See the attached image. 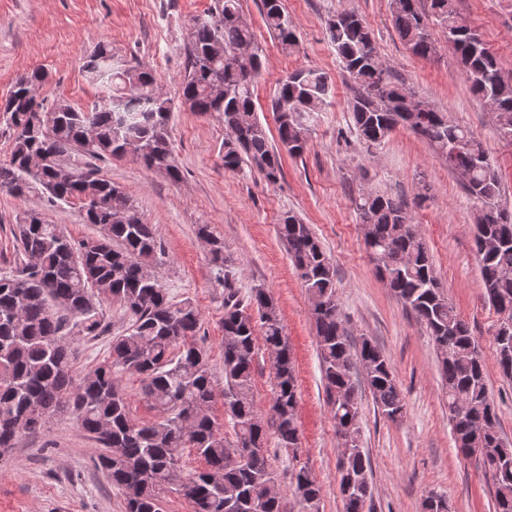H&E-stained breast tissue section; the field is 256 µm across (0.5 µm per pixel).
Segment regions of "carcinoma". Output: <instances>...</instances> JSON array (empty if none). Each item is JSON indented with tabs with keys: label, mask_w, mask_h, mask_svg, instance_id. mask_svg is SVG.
Returning a JSON list of instances; mask_svg holds the SVG:
<instances>
[{
	"label": "carcinoma",
	"mask_w": 512,
	"mask_h": 512,
	"mask_svg": "<svg viewBox=\"0 0 512 512\" xmlns=\"http://www.w3.org/2000/svg\"><path fill=\"white\" fill-rule=\"evenodd\" d=\"M265 25L283 50L296 33L283 0H261ZM400 40L413 55L438 51L430 21L455 43L459 64L482 101L494 104L499 135L512 141V74L470 27L457 26L453 0H391ZM326 34L352 81L351 112L358 136L380 144L398 127H407L448 158V170L465 175L467 195L478 206L474 247L483 288L499 320L512 321V216L500 208L501 185L494 165L475 134L448 120L414 91L377 68L372 32L354 10H340L326 22ZM261 49L239 0H215L214 11L196 18L186 44L188 74L181 98L201 115L216 112L224 124V169L243 163L275 181L281 175L279 150L300 157L307 149L306 116L328 105L327 76L296 69L276 85L270 109L276 115L280 148L272 146L258 118L254 87L262 70ZM88 80L107 91L102 103L75 107L30 96L47 75L40 69L21 76L0 103L10 141L8 160L0 163V189L24 199L32 194L51 203L81 204L85 221L100 234L79 241L36 209L24 211L13 225L18 266L0 273V456L23 435H35L64 410L75 415L81 432L93 439L95 459L124 495L125 512H161L171 487L193 512H284L285 499L268 464L267 434L277 447L300 448L297 422L298 381L279 307L263 288L243 300L234 285L224 240L210 225H197L209 245L211 273L224 287V389L217 391L208 358L198 344L201 313L190 301L172 302L157 268L163 265L159 232L144 221L134 199L101 175L99 163L132 154L150 172L177 183L182 170L169 133L172 100L157 95L153 71L131 65L98 45L83 65ZM361 221L371 227L366 242L376 269L394 295L429 330L448 391V419L455 447L478 459L488 477L495 512H512V444L499 433V419L485 381V364L468 324L443 293L432 260L407 203L372 190L354 200ZM278 235L312 306L322 379L336 433H360L361 398L354 361L371 363L364 386L389 419L405 408L389 360L364 338L354 341L336 299V269L309 225L292 213L278 224ZM120 303L131 325L112 338L107 360L79 384L71 375L74 337L105 332L101 301ZM274 353V391L269 409L253 395L257 336ZM497 364L512 378V346L495 336ZM136 374L141 395L163 413L160 420L138 422L117 373ZM232 423L229 441L210 415L216 395ZM193 448L206 467L180 474L183 449ZM339 488L344 512H365L372 501L369 456L356 445L339 454ZM292 490L309 509L318 508L321 484L302 467L292 473Z\"/></svg>",
	"instance_id": "1"
}]
</instances>
